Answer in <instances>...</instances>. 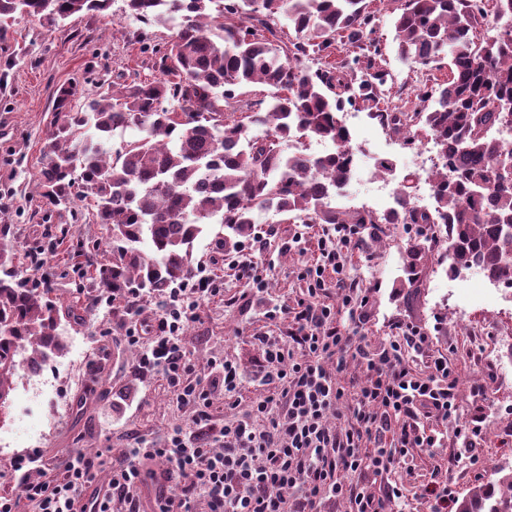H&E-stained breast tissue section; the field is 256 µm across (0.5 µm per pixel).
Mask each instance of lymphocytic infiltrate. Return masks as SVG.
Returning <instances> with one entry per match:
<instances>
[{"label": "lymphocytic infiltrate", "instance_id": "lymphocytic-infiltrate-1", "mask_svg": "<svg viewBox=\"0 0 512 512\" xmlns=\"http://www.w3.org/2000/svg\"><path fill=\"white\" fill-rule=\"evenodd\" d=\"M355 224H339L318 240L320 255L305 268V297L279 317L291 324L289 343L260 337L262 362L254 382L266 385L246 418L214 428V394L235 403L244 376L236 362L213 360L208 382L192 376L182 331L201 301L218 296L208 277L194 276L161 299L154 334L133 367L135 376L161 375L177 401L197 414L193 431L177 428L159 447L137 441L121 455L111 449L68 453L64 472L16 458L27 500L38 512H76L86 488L108 470L110 491L92 497L93 512H144L141 487L146 462L165 466L156 496L160 512H325L328 503L346 512H398L401 484L391 474L401 460L440 447L441 428L458 414V373L442 354L427 355L421 328L400 325L376 350L346 325L355 314L350 289L337 303L324 299L326 273L341 274L340 246L358 242ZM426 356L424 369L410 360ZM359 364L363 380L348 377Z\"/></svg>", "mask_w": 512, "mask_h": 512}]
</instances>
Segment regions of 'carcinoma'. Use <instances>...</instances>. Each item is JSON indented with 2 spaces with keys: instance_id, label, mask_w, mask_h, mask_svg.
<instances>
[{
  "instance_id": "cac0c4a2",
  "label": "carcinoma",
  "mask_w": 512,
  "mask_h": 512,
  "mask_svg": "<svg viewBox=\"0 0 512 512\" xmlns=\"http://www.w3.org/2000/svg\"><path fill=\"white\" fill-rule=\"evenodd\" d=\"M111 7L112 0H0V23L19 15L59 25ZM488 12L501 30L480 39ZM124 13L144 25H174L171 41L152 50L161 78L120 73L82 104L72 86L58 88L39 173L43 219L71 211L84 188L93 220L112 231V259L93 263L99 287L119 297L161 296L193 273L206 225H223L228 248L249 234L255 212L272 211L303 224H417L410 275L429 250L424 227L443 224L453 271L477 268L512 288L502 234L512 222V186L498 167L512 148L496 136L508 124L502 103L512 101V0H404L394 20L399 58L430 67L446 60L449 70L441 83L416 86L411 113L381 106L388 73L377 63L379 18L366 0H124ZM339 38L359 54L330 61ZM251 83L270 89L267 106L234 111L236 91ZM360 104L407 147L418 142L414 122L431 136L433 210L414 204L417 171L398 182L396 210L331 206L351 178L342 113ZM253 127L264 131L252 135ZM128 129L137 136L106 147ZM317 139L336 143V152H310ZM12 263L1 245L0 409L24 365L39 368L64 350L51 289L16 279ZM456 512H512V474L474 484Z\"/></svg>"
}]
</instances>
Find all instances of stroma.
Wrapping results in <instances>:
<instances>
[{
  "label": "stroma",
  "instance_id": "stroma-1",
  "mask_svg": "<svg viewBox=\"0 0 512 512\" xmlns=\"http://www.w3.org/2000/svg\"><path fill=\"white\" fill-rule=\"evenodd\" d=\"M367 2L380 18L376 36L388 72V102L409 110L423 72L397 57L393 22L404 0ZM123 6V0H114L108 14H77L58 28L20 18L0 32V225L11 228L5 242L14 253L19 278L47 277L60 309H83L81 322L61 320L63 353L44 363L38 382L17 379L8 407L0 410V494L21 498L20 512L37 509L22 498L20 475L12 467L15 457L35 451L43 463L56 468L73 450L128 448L137 436L161 444L168 431L188 427L193 418L192 408L176 402L162 376L136 380L130 373L140 350L124 342L123 335L133 328L140 336H151L160 314L155 298L145 297L141 312L127 311L123 304L100 300L101 290L90 273L77 269L80 254L89 250L95 251L97 259L111 258L108 231L68 214L49 224L41 220L39 170L57 87L73 83L79 93L93 92L99 74L127 69L153 77L150 58L141 53V45L164 44L173 34L167 25L145 26L128 20ZM347 125L364 173L352 177L333 204L378 210L381 199L370 192L365 176L378 175L377 163L386 158L393 171L379 175L380 181L395 185L397 176L412 170V151L401 146L397 135L368 118L366 111H359ZM253 230L269 243L252 250L254 267L246 276L236 268L237 250L218 245L224 235L222 225H208L195 244V265L222 290L216 299L201 302L197 319L184 331V347L194 366L193 376L199 380H207L211 360L222 357L251 373L262 360L259 335L288 338V321L270 320L267 312L288 308L305 292L307 283L301 274L318 258L317 242L324 227L308 224L299 229L281 222L279 215L259 212ZM298 230L304 238L296 244L292 237ZM407 241V234L396 225H362L360 246L344 250L341 276L327 278V300H338L336 283L344 281L357 296L368 299L359 329L369 347L394 335L398 323H411L430 336L432 350L447 353L458 365L460 412L443 430L442 455L447 458L461 445L457 427L467 420L473 404L482 405L488 414L495 407L512 404V388L502 387L491 360L470 356L467 338L471 330L492 333L512 327V302L496 301L465 271L456 284H449L448 262L437 249L428 254L414 281H407ZM40 252L48 259L41 267L32 261ZM257 276L266 283L260 293L254 290ZM452 291L476 301L467 311L466 323L455 318L454 302L448 297ZM131 382L137 393L129 398L125 388ZM476 383L484 387L482 396L472 393ZM480 446L476 468L458 466L446 472L458 495H465L476 477L495 480L503 469H512V418L498 429L487 430ZM432 470L425 458L397 464L392 477L407 489L401 512H430L418 486Z\"/></svg>",
  "mask_w": 512,
  "mask_h": 512
}]
</instances>
